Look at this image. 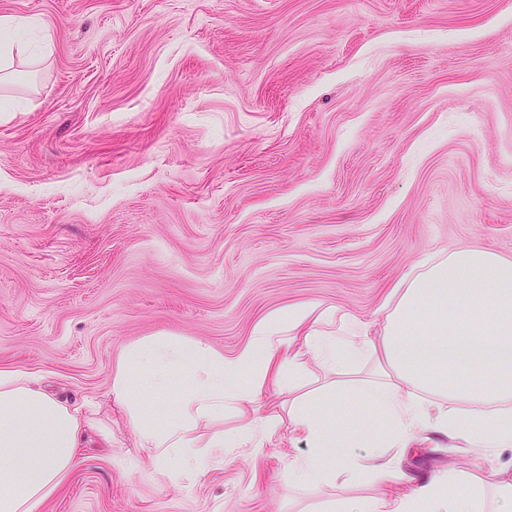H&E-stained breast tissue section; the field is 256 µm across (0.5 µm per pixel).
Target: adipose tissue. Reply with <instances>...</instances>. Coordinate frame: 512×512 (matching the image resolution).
Instances as JSON below:
<instances>
[{"instance_id": "ef3b65f1", "label": "adipose tissue", "mask_w": 512, "mask_h": 512, "mask_svg": "<svg viewBox=\"0 0 512 512\" xmlns=\"http://www.w3.org/2000/svg\"><path fill=\"white\" fill-rule=\"evenodd\" d=\"M23 24L0 14V81L15 63L38 62L16 36ZM389 299L393 307L379 325L355 314L335 318L311 305L292 307L287 316L258 322L251 341L231 357L202 341L149 338L119 357L107 397L126 408L157 474L198 476L225 449H260L273 439L280 416L246 417L272 383L294 393L287 418L294 440L308 449L289 463L290 482L328 485L339 469L359 479H401L400 452L429 434L456 449H475L482 460L469 474L451 468L412 481L402 497L339 496L323 512H487L490 492L512 494V462L500 461L512 451V260L485 248L460 249L403 277ZM308 355L333 376L322 393L353 392L377 412L380 425L362 442L365 458L350 453L337 422L313 409L312 395L298 394L286 380V371L302 369ZM367 362L371 374L357 378ZM176 368L192 372L178 390ZM141 370L157 397L177 396L176 416H158L132 394L129 376ZM228 412L246 418L230 435L216 428ZM97 424L96 411L56 399L35 374L0 368V472L9 476L0 483V512H39ZM203 425L212 426L209 436L200 434ZM330 453L332 470L324 465Z\"/></svg>"}]
</instances>
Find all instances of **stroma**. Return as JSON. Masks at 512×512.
Masks as SVG:
<instances>
[{
	"mask_svg": "<svg viewBox=\"0 0 512 512\" xmlns=\"http://www.w3.org/2000/svg\"><path fill=\"white\" fill-rule=\"evenodd\" d=\"M51 57L0 88V368L96 403L42 512H317L288 427L173 481L105 404L153 336L233 356L300 304L383 321L407 273L512 258V0H0ZM473 452L429 437L424 479Z\"/></svg>",
	"mask_w": 512,
	"mask_h": 512,
	"instance_id": "1",
	"label": "stroma"
}]
</instances>
